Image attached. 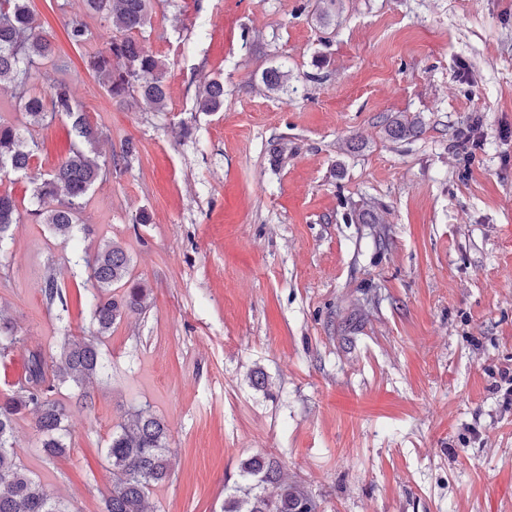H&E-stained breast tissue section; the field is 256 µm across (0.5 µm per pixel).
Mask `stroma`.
<instances>
[{
    "mask_svg": "<svg viewBox=\"0 0 512 512\" xmlns=\"http://www.w3.org/2000/svg\"><path fill=\"white\" fill-rule=\"evenodd\" d=\"M151 6L138 38L165 66L161 112L88 71L104 41L83 0L29 2L56 42L34 86L68 81L116 161L66 241L32 193L69 152L68 119L29 126L35 157L0 180L21 212L0 242V316L21 336L0 401L30 350L92 335L85 256L119 243L150 295L101 338L104 374L58 390L68 451L47 457L27 412L18 464L70 512H104V450L145 409L171 435L147 512H222L256 455L318 512H512V0ZM72 16L97 34L79 49ZM212 78L224 105L198 111ZM397 113L421 134L388 140Z\"/></svg>",
    "mask_w": 512,
    "mask_h": 512,
    "instance_id": "stroma-1",
    "label": "stroma"
}]
</instances>
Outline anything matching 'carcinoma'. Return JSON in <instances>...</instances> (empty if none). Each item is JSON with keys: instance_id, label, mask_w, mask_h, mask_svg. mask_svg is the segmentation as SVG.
I'll list each match as a JSON object with an SVG mask.
<instances>
[{"instance_id": "1", "label": "carcinoma", "mask_w": 512, "mask_h": 512, "mask_svg": "<svg viewBox=\"0 0 512 512\" xmlns=\"http://www.w3.org/2000/svg\"><path fill=\"white\" fill-rule=\"evenodd\" d=\"M85 4L87 11L108 23L105 48L90 57L89 69L113 99L140 98L153 110L163 109L167 101L164 67L135 37L147 23L151 0H85ZM66 31L77 48L94 38L92 30L76 18L68 20ZM53 56L52 35L35 24L28 0H0V83L9 82L29 123L39 125L51 115L63 114L77 138L65 159L33 190L40 205L35 215L67 240L108 161L97 151L102 131L73 102L67 84L54 85L46 96L32 90V67ZM197 104L202 112L219 111L224 104V84L218 80L206 83L197 95ZM421 131L418 119L402 114L391 117L385 126L386 137L392 141L417 137ZM37 150V142L26 138L18 125L0 120V179L26 171ZM19 218L16 199L0 193V242ZM85 263L88 282L95 290L92 321L96 333L70 339L54 354L30 351L26 385L0 403V512H68L14 459L10 439L16 416L33 411L46 455L65 453L67 413L54 399L57 385L81 387L96 376L102 368L99 337L122 318L146 307L147 287L130 279L129 258L119 244H104ZM114 288L124 292L114 295ZM18 341L16 326L1 317L0 349L5 351ZM105 460L112 468L105 512H146L152 487L170 474L167 425L152 414L136 413L112 432ZM240 477L241 483L224 499V512H317L311 494L297 483L284 481L273 459L252 457L242 465ZM270 485L276 493H267Z\"/></svg>"}]
</instances>
